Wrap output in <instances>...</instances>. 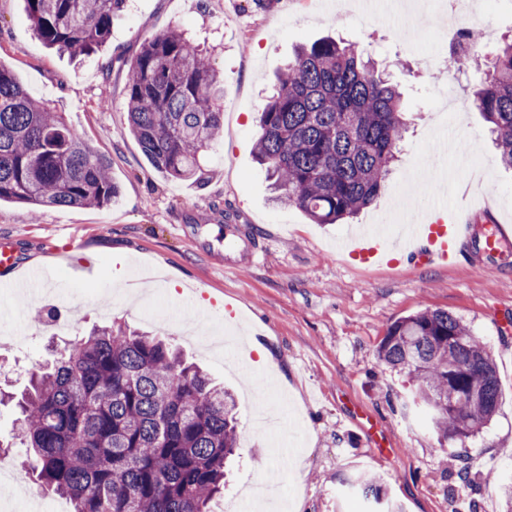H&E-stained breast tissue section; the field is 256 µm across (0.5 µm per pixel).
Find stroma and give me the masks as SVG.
Segmentation results:
<instances>
[{
	"mask_svg": "<svg viewBox=\"0 0 512 512\" xmlns=\"http://www.w3.org/2000/svg\"><path fill=\"white\" fill-rule=\"evenodd\" d=\"M497 47L512 37V0H469L449 18L445 0H409L382 19L333 0H128L96 54L49 52L36 38L23 0H0V60L29 94L64 113L85 141L110 159L122 187L104 208L55 207L31 214L0 204V236L20 257L19 273L38 272L47 293L17 295L0 282V320L15 333L0 341V378L23 383L64 343L119 318L171 340L237 395L240 459L213 512L252 483L277 474L281 512H368L351 478L378 476L403 512H502L500 486L512 479V257L488 265L464 250L457 263L394 265L345 249L358 226L382 221L396 197L423 217L447 210L512 225V171L499 160L483 116L469 98L480 76L449 60L448 24ZM186 30L210 51L224 85V128L201 182L157 173L128 129L127 64L146 35ZM332 36L356 43L404 93L409 130L381 197L353 219L316 224L273 202L255 161L258 113L295 47ZM436 59L434 67L424 57ZM249 227L261 246L252 267L225 250L224 230ZM74 242L68 257L59 248ZM49 311L46 322L31 313ZM445 310L490 349L500 409L476 437L439 448L427 422L402 408L409 385L380 364L377 347L391 323ZM274 364L259 366L260 350ZM370 415L396 451L373 457L352 420Z\"/></svg>",
	"mask_w": 512,
	"mask_h": 512,
	"instance_id": "1",
	"label": "stroma"
}]
</instances>
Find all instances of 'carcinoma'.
I'll return each instance as SVG.
<instances>
[{
	"mask_svg": "<svg viewBox=\"0 0 512 512\" xmlns=\"http://www.w3.org/2000/svg\"><path fill=\"white\" fill-rule=\"evenodd\" d=\"M43 44L71 56L104 46L126 0H24ZM471 29L451 52L457 69H485L472 105L512 169V43L476 50ZM223 87L207 57L177 28L144 39L127 69L130 134L163 176L198 180L224 125ZM258 163L277 199L317 224L371 205L384 189L406 132L401 93L364 50L327 38L297 50L260 115ZM119 196L111 163L34 99L0 60V203L105 207ZM379 361L403 374L408 406L427 417L439 447L476 436L499 406L488 347L453 314L422 311L394 321ZM5 447L71 512H211L239 435L234 396L173 344L113 324L77 336L52 364L30 373ZM366 499L383 502L376 479L359 477Z\"/></svg>",
	"mask_w": 512,
	"mask_h": 512,
	"instance_id": "obj_1",
	"label": "carcinoma"
}]
</instances>
